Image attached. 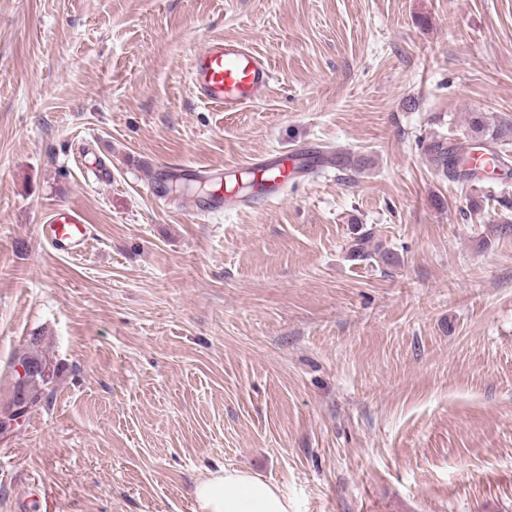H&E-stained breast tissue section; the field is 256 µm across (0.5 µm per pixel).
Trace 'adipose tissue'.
Instances as JSON below:
<instances>
[{
    "label": "adipose tissue",
    "mask_w": 512,
    "mask_h": 512,
    "mask_svg": "<svg viewBox=\"0 0 512 512\" xmlns=\"http://www.w3.org/2000/svg\"><path fill=\"white\" fill-rule=\"evenodd\" d=\"M200 512H289L279 489L245 471L222 469L194 487Z\"/></svg>",
    "instance_id": "ef3b65f1"
}]
</instances>
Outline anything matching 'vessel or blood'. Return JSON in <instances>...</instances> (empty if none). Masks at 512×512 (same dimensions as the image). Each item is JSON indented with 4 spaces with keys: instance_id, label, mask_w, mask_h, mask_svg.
Returning <instances> with one entry per match:
<instances>
[{
    "instance_id": "vessel-or-blood-1",
    "label": "vessel or blood",
    "mask_w": 512,
    "mask_h": 512,
    "mask_svg": "<svg viewBox=\"0 0 512 512\" xmlns=\"http://www.w3.org/2000/svg\"><path fill=\"white\" fill-rule=\"evenodd\" d=\"M189 80L205 104L239 112L261 101L269 92L273 73L269 63L242 42L212 38L193 55ZM307 150L279 153L253 164L263 180L261 194L276 198L288 184L297 182L309 167ZM38 230L55 252L84 247L91 236L80 211L59 206L51 210Z\"/></svg>"
}]
</instances>
